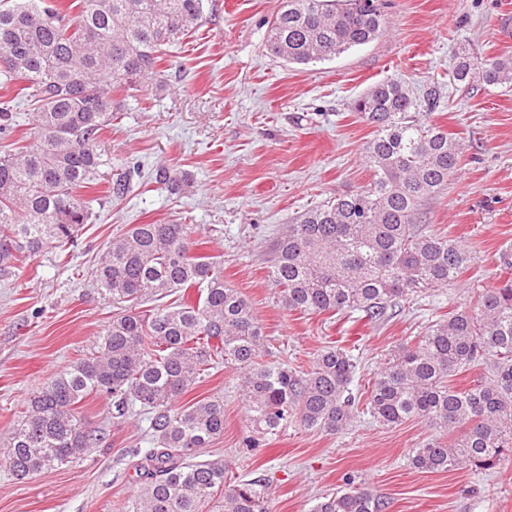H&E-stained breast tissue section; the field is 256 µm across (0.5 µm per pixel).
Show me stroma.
I'll return each mask as SVG.
<instances>
[{"mask_svg":"<svg viewBox=\"0 0 512 512\" xmlns=\"http://www.w3.org/2000/svg\"><path fill=\"white\" fill-rule=\"evenodd\" d=\"M389 19L377 40L308 66L289 65L266 47L268 22L281 0H205L196 33L170 47L162 85L141 83L116 97L117 120L102 147L111 155L88 192L92 215L68 258L46 249L0 282V437L8 436L28 400L92 347L122 304L100 294L96 257L131 225H196L205 253L222 257L224 281L251 302L275 355L308 365L329 346L356 363L353 393L367 396L374 375L429 322L497 286L500 254L512 251V85H454L455 54L512 55L500 22L512 0H383ZM399 81L415 94L435 91L427 119L464 145L447 190L429 200L430 229L459 241L471 263L457 282L403 302L388 319L362 314L289 311L269 278V244L304 210L367 186L363 147L371 128L353 110L372 86ZM17 84H0V102L17 117L0 133V155L25 144L32 106L16 102ZM189 178L180 193L154 184L156 166ZM122 199L107 194L119 178ZM240 372L220 368L194 397L224 400V434L210 451L223 456L232 480L264 479L271 512H310L316 497L345 477L372 484L384 512H512V461L491 471H420L414 448L448 434L410 420L388 428L361 413L329 435L290 422L254 435L239 391ZM80 416L108 425L102 447L81 461L17 480L0 468V512H131L140 487L132 449L145 447V423L107 424L108 402L93 395Z\"/></svg>","mask_w":512,"mask_h":512,"instance_id":"1","label":"stroma"}]
</instances>
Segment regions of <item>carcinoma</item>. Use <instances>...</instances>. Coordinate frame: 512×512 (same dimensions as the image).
<instances>
[{"label":"carcinoma","instance_id":"carcinoma-1","mask_svg":"<svg viewBox=\"0 0 512 512\" xmlns=\"http://www.w3.org/2000/svg\"><path fill=\"white\" fill-rule=\"evenodd\" d=\"M204 0H10L0 4V75L21 81L35 105L32 141L0 158V279L46 248L67 256L89 201L80 189L108 164L100 149L112 128L113 94L158 70L166 46L201 22ZM380 0H283L269 22L267 47L277 58L308 65L366 45L387 30ZM512 83V56L459 54L457 85L474 79ZM437 106L406 85L372 87L354 106L372 128L363 153L372 181L306 209L272 244L269 278L290 311L362 312L388 308L454 284L471 262L458 241L427 230L425 202L448 188L463 147L440 125L420 119ZM152 182L175 194L187 183L161 167ZM192 224H134L99 255L98 288L114 301L176 296L167 305L112 316L92 349L29 399L0 442V462L18 478L75 463L100 447L107 430L89 428L78 404L91 394L109 401L112 421L147 423L134 512H269L258 478L224 486L226 463L203 460L224 435V401L179 400L219 365L242 371L248 420L259 434L295 418L308 430L336 434L355 417L350 385L356 365L326 348L307 369L270 355L250 301L224 283V260L196 251ZM500 285L425 327L374 377L373 418L397 427L421 419L457 433L451 444L414 449L424 471H490L512 458V253L501 256ZM477 370L473 384L454 377ZM371 486L346 478L311 512H383Z\"/></svg>","mask_w":512,"mask_h":512}]
</instances>
